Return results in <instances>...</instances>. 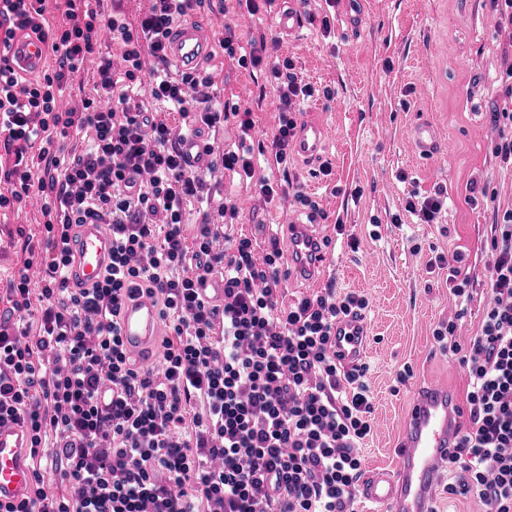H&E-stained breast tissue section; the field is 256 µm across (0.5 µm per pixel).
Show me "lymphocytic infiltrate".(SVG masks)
Masks as SVG:
<instances>
[{"instance_id": "1", "label": "lymphocytic infiltrate", "mask_w": 512, "mask_h": 512, "mask_svg": "<svg viewBox=\"0 0 512 512\" xmlns=\"http://www.w3.org/2000/svg\"><path fill=\"white\" fill-rule=\"evenodd\" d=\"M46 2L0 0V180L10 186L0 211L44 199L42 237L25 244L0 308V420L31 429L34 495L0 512H353L373 406L367 366L343 370L332 336L368 303L330 288L287 302L280 229L257 254L250 237L232 236L239 209L216 202L207 178L238 175L259 199L291 198L320 217L291 182L256 171L268 152L287 166L293 105L312 88L265 35L244 44L222 26L225 55L272 77L278 124L270 144L256 146L250 110L218 104L212 73L176 75L167 63L164 40L195 0H151L134 31L91 0H55L62 21L52 26ZM19 28L43 38L55 60L33 79L4 60ZM108 35L121 48L122 79L101 57L90 93L60 110ZM161 109L215 131L208 170L185 164L187 132L159 119ZM230 122L239 129L231 144L217 136ZM190 201L201 219L189 235ZM88 217L105 225L112 251L102 278L84 288L70 269L76 227ZM488 249L480 332L464 344L455 324L435 334L469 376V424L448 460L461 475L448 492L476 494L485 512H512V209ZM211 278L224 284L222 303L199 297ZM139 296L168 329L155 367L136 366L119 335L124 301Z\"/></svg>"}]
</instances>
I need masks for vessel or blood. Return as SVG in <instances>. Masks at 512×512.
Listing matches in <instances>:
<instances>
[{
	"mask_svg": "<svg viewBox=\"0 0 512 512\" xmlns=\"http://www.w3.org/2000/svg\"><path fill=\"white\" fill-rule=\"evenodd\" d=\"M168 60L179 70L198 69L212 52V38L205 22L195 16L175 24L166 41ZM9 64L19 72H32L42 67L45 44L39 36L18 31L8 56ZM328 140L326 125L316 119H303L292 139L297 158L313 160L325 150ZM415 154L423 159L434 157L442 148L433 124L422 122L411 131ZM192 166H207L210 155L203 138L183 145ZM292 247L288 267L293 272L312 275L327 258L319 248V239L307 223H292ZM111 249L108 235L94 218H86L77 228L74 281L87 287L97 282ZM118 324L128 350H144L155 336L161 318L151 299L139 297L126 302L119 313ZM368 323L365 313L355 311L336 323L333 351L337 363L345 368L362 364L367 353ZM457 407L447 389L430 386L419 390L407 410V423L398 448L399 464L392 471H372L360 486L362 499L381 507L383 512H433L437 477L455 451L458 433L454 418ZM31 446L28 430L19 423H0V503H17L32 495V475L27 461Z\"/></svg>",
	"mask_w": 512,
	"mask_h": 512,
	"instance_id": "obj_1",
	"label": "vessel or blood"
}]
</instances>
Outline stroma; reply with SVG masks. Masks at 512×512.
<instances>
[{
    "label": "stroma",
    "instance_id": "stroma-1",
    "mask_svg": "<svg viewBox=\"0 0 512 512\" xmlns=\"http://www.w3.org/2000/svg\"><path fill=\"white\" fill-rule=\"evenodd\" d=\"M284 6L250 14L244 0L202 7L211 30L237 24L242 38L263 28L315 87L301 114L317 113L329 127L320 161L291 158L288 176L328 215L315 232L329 238L331 261L320 276L290 277L288 301L323 288L366 298L370 325L367 382L373 428L362 445L363 469L395 468L396 443L416 388L445 386L465 404L468 377L458 355L440 349L433 334L459 318L467 335L481 326L489 300L485 250L498 214L512 208V165L494 153L500 133L491 112L512 99V27L488 0H311L305 26L289 35L277 25ZM205 68L219 98L248 104L256 129L271 137L278 123L275 95L260 70L241 68L214 48ZM437 125L445 150L415 156L411 127ZM331 166L329 176L320 163ZM446 190L434 223L406 209ZM223 192L243 213L235 231L267 244L266 225L305 214L302 205L258 201L238 181ZM39 209L23 206L0 220V297L15 271L25 238L40 239ZM461 253L470 271V297L451 294L448 269L433 253ZM413 376L401 381L404 369Z\"/></svg>",
    "mask_w": 512,
    "mask_h": 512
}]
</instances>
